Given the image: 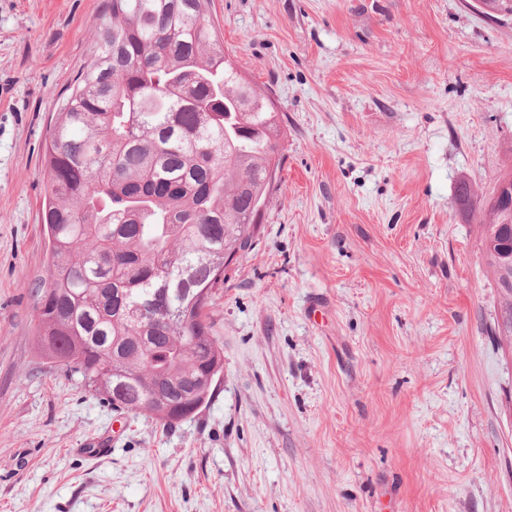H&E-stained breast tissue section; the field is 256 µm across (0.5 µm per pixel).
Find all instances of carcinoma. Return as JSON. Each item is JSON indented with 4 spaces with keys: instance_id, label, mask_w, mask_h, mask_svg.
Instances as JSON below:
<instances>
[{
    "instance_id": "carcinoma-1",
    "label": "carcinoma",
    "mask_w": 512,
    "mask_h": 512,
    "mask_svg": "<svg viewBox=\"0 0 512 512\" xmlns=\"http://www.w3.org/2000/svg\"><path fill=\"white\" fill-rule=\"evenodd\" d=\"M209 0H108L94 58L46 141V273L35 279L39 356L116 413L173 426L213 396L224 347L209 308L253 246L283 163V121L246 82ZM512 183L458 182L512 337Z\"/></svg>"
}]
</instances>
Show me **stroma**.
I'll use <instances>...</instances> for the list:
<instances>
[{
	"instance_id": "stroma-1",
	"label": "stroma",
	"mask_w": 512,
	"mask_h": 512,
	"mask_svg": "<svg viewBox=\"0 0 512 512\" xmlns=\"http://www.w3.org/2000/svg\"><path fill=\"white\" fill-rule=\"evenodd\" d=\"M107 0H0V512H512V351L465 179L512 167V18L472 0H211L284 114L224 373L166 429L36 351L42 156Z\"/></svg>"
}]
</instances>
